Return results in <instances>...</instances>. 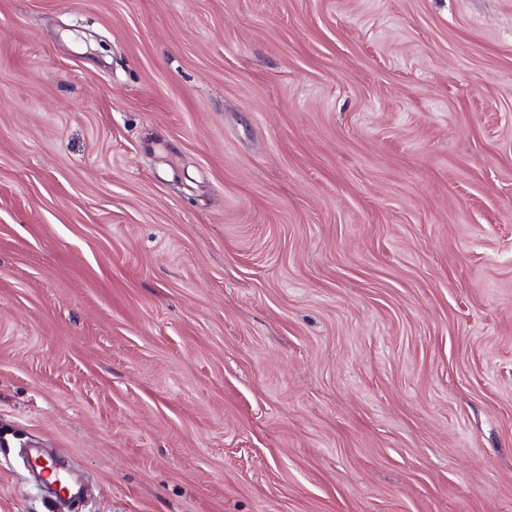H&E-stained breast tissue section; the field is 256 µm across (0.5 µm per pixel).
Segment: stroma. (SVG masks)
<instances>
[{"label": "stroma", "instance_id": "1", "mask_svg": "<svg viewBox=\"0 0 512 512\" xmlns=\"http://www.w3.org/2000/svg\"><path fill=\"white\" fill-rule=\"evenodd\" d=\"M512 512V0H0V512Z\"/></svg>", "mask_w": 512, "mask_h": 512}]
</instances>
